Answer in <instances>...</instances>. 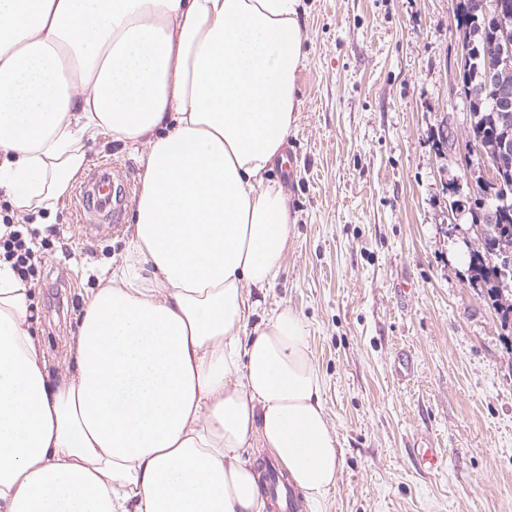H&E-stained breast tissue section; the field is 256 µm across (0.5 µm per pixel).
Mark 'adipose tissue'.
<instances>
[{
    "instance_id": "1",
    "label": "adipose tissue",
    "mask_w": 512,
    "mask_h": 512,
    "mask_svg": "<svg viewBox=\"0 0 512 512\" xmlns=\"http://www.w3.org/2000/svg\"><path fill=\"white\" fill-rule=\"evenodd\" d=\"M302 0H0V189L55 210L109 132L145 146L138 275L114 273L48 380L32 292L0 267V512H261L271 449L308 503L337 482L301 317L249 326L293 222L269 176L300 103Z\"/></svg>"
}]
</instances>
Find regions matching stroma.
Returning a JSON list of instances; mask_svg holds the SVG:
<instances>
[{"mask_svg":"<svg viewBox=\"0 0 512 512\" xmlns=\"http://www.w3.org/2000/svg\"><path fill=\"white\" fill-rule=\"evenodd\" d=\"M306 60L282 179L295 219L276 283L253 289L258 324L288 309L308 328L342 452L318 512H512V328L467 267L473 233L448 185L472 193L457 0H303ZM94 164L143 178L141 152L102 133ZM75 198L21 218L32 235L35 335L59 381L66 340L105 272L131 265L133 211L119 229L74 220ZM410 284L402 292V284ZM413 359L399 380L400 354ZM447 455L431 473L418 449Z\"/></svg>","mask_w":512,"mask_h":512,"instance_id":"obj_1","label":"stroma"}]
</instances>
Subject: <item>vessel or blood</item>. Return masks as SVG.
I'll use <instances>...</instances> for the list:
<instances>
[{"label": "vessel or blood", "instance_id": "1", "mask_svg": "<svg viewBox=\"0 0 512 512\" xmlns=\"http://www.w3.org/2000/svg\"><path fill=\"white\" fill-rule=\"evenodd\" d=\"M136 185L128 168L115 163L99 165L78 190L79 221L83 224L117 223L122 207L132 200ZM263 490L276 512H297L295 490L276 466H268Z\"/></svg>", "mask_w": 512, "mask_h": 512}]
</instances>
